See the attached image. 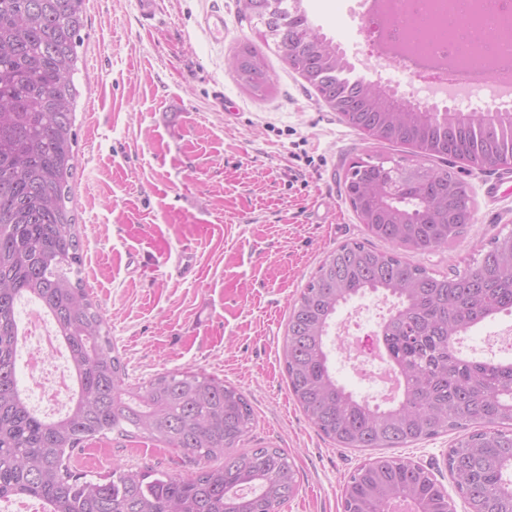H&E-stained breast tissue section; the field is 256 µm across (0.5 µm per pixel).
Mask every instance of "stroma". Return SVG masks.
<instances>
[{
    "mask_svg": "<svg viewBox=\"0 0 512 512\" xmlns=\"http://www.w3.org/2000/svg\"><path fill=\"white\" fill-rule=\"evenodd\" d=\"M359 0H302L312 25L349 54L353 70L408 101L409 79L351 56L361 38ZM224 17V35L203 25ZM86 37L74 76L77 168L72 206L83 276L107 320L130 382L175 369L200 370L236 386L254 421L244 445L279 448L298 488L279 512H342L347 476L376 449L341 448L311 424L288 391L285 324L320 261L337 247L368 241L343 193L344 164L365 154L415 160L413 149L366 139L329 109L272 44H260L274 86L253 97L227 60L256 34L238 0H157L149 27L137 0H88ZM492 170L463 171L474 219L448 246L406 259L436 274L464 271L494 235L512 233V182L487 199ZM190 249L191 276L176 275L169 253ZM389 305L355 298L336 314L349 334L378 332ZM512 326L495 315L462 342L470 357L507 361L512 344L490 334ZM451 435L396 449L446 489ZM79 472L113 467L189 478L206 460L140 436L110 434L79 450Z\"/></svg>",
    "mask_w": 512,
    "mask_h": 512,
    "instance_id": "obj_1",
    "label": "stroma"
}]
</instances>
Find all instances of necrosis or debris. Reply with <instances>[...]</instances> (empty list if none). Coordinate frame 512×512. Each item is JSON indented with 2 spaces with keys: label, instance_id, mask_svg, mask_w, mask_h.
Instances as JSON below:
<instances>
[{
  "label": "necrosis or debris",
  "instance_id": "4bbe7bcc",
  "mask_svg": "<svg viewBox=\"0 0 512 512\" xmlns=\"http://www.w3.org/2000/svg\"><path fill=\"white\" fill-rule=\"evenodd\" d=\"M511 0H387L383 20H369L362 48L375 65L418 75L420 61L427 56L447 55L455 63L438 80L427 82L432 91L469 95L486 89L492 70L485 65L469 66L464 62L472 48L470 32L473 16L478 25L491 29L492 36L483 45L485 56L512 54ZM402 43L401 54L394 59L378 52L380 40ZM27 320L34 327L36 346L26 355V366L34 381L35 402L53 413H63L70 399L68 367L59 364L61 343L53 342L54 327L43 313L30 311Z\"/></svg>",
  "mask_w": 512,
  "mask_h": 512
}]
</instances>
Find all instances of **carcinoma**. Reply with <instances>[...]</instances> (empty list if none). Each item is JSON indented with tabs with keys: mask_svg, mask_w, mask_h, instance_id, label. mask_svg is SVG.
Here are the masks:
<instances>
[{
	"mask_svg": "<svg viewBox=\"0 0 512 512\" xmlns=\"http://www.w3.org/2000/svg\"><path fill=\"white\" fill-rule=\"evenodd\" d=\"M283 60L318 72L321 99H343V121L366 138L410 146L448 167H415L378 196L371 185L393 171L372 156L353 160L343 191L369 235L388 245L343 244L328 254L294 302L286 325L288 389L312 424L341 448H405L463 431L447 465L469 512H512V361L467 358L459 340L485 320L512 313V233L492 238L463 272L437 276L399 255L460 237L474 203L453 161L499 167L512 157V112L489 119L453 112H402L388 92L359 91L336 71L345 55L314 27L300 0H239ZM85 0H0V499L34 498L48 512H277L294 494L296 470L278 448H246L253 412L234 386L199 371L173 370L131 387L107 320L84 286L72 202L77 135L74 83L86 28ZM228 65L255 97L271 88L263 55L241 44ZM395 299L381 329L403 397L374 405L342 386L329 365L336 312L355 297ZM30 303L54 323L68 353L74 392L67 410L40 415L17 374L22 339L17 307ZM113 432L146 435L216 460L190 479L115 467L97 480L72 470L82 445ZM454 512L426 468L380 456L358 466L343 488V512Z\"/></svg>",
	"mask_w": 512,
	"mask_h": 512,
	"instance_id": "carcinoma-1",
	"label": "carcinoma"
}]
</instances>
